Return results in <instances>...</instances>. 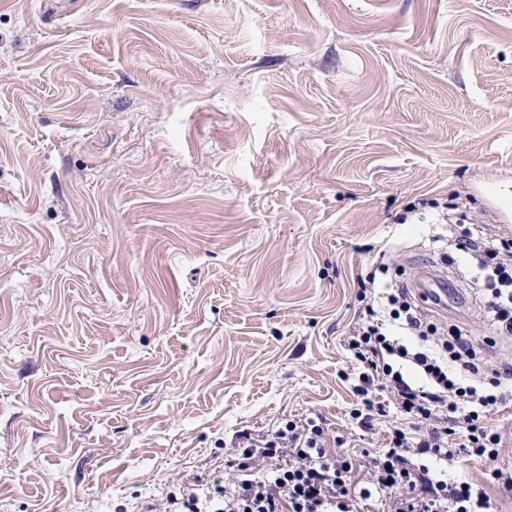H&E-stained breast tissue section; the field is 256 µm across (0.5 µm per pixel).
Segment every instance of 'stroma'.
I'll return each instance as SVG.
<instances>
[{
	"label": "stroma",
	"instance_id": "obj_1",
	"mask_svg": "<svg viewBox=\"0 0 512 512\" xmlns=\"http://www.w3.org/2000/svg\"><path fill=\"white\" fill-rule=\"evenodd\" d=\"M505 182L512 0H0V512H146L289 420L379 452L364 284L504 371L512 467V339L448 249L512 239ZM490 470L450 472L512 512Z\"/></svg>",
	"mask_w": 512,
	"mask_h": 512
}]
</instances>
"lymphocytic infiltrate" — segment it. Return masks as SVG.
Wrapping results in <instances>:
<instances>
[{
	"instance_id": "obj_1",
	"label": "lymphocytic infiltrate",
	"mask_w": 512,
	"mask_h": 512,
	"mask_svg": "<svg viewBox=\"0 0 512 512\" xmlns=\"http://www.w3.org/2000/svg\"><path fill=\"white\" fill-rule=\"evenodd\" d=\"M460 245L475 254L485 274L486 307L498 335L511 336L512 242L488 241L475 231ZM366 314L347 339L361 368L354 387L360 406L351 416L361 428L372 427L375 413L385 409L372 396L380 382L391 390L398 412L415 422L410 432L391 429L387 448L369 462L367 481L357 479L356 462L329 448L316 420H290L271 434L241 432L232 478L210 485L186 481L181 496L167 497L163 512H359L361 501L374 496L388 499L390 512H489L485 491L467 481L433 479L417 461L448 462L463 451L493 463L492 478L512 488V469L496 465L501 436L486 422L504 399L497 370L479 369L470 339L458 330L439 353L413 351L392 339L393 329L417 334L424 324L405 289L371 295ZM446 350L464 370L481 375L483 387L456 382L444 365ZM398 359L422 369L428 386L395 370Z\"/></svg>"
}]
</instances>
